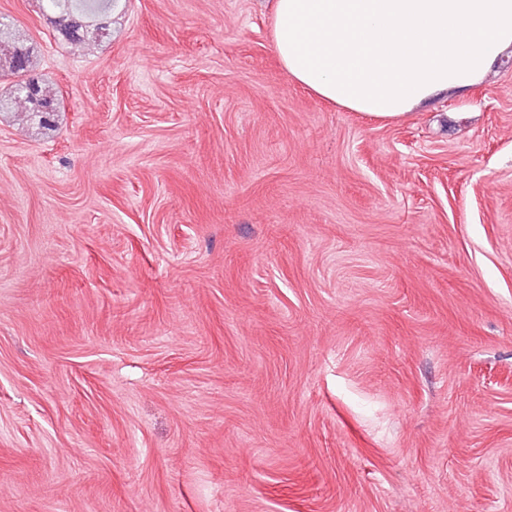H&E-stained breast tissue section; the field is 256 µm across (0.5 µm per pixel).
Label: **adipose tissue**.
Wrapping results in <instances>:
<instances>
[{"label": "adipose tissue", "mask_w": 512, "mask_h": 512, "mask_svg": "<svg viewBox=\"0 0 512 512\" xmlns=\"http://www.w3.org/2000/svg\"><path fill=\"white\" fill-rule=\"evenodd\" d=\"M272 40L296 84L386 123L479 84L512 48V0H276Z\"/></svg>", "instance_id": "adipose-tissue-1"}]
</instances>
